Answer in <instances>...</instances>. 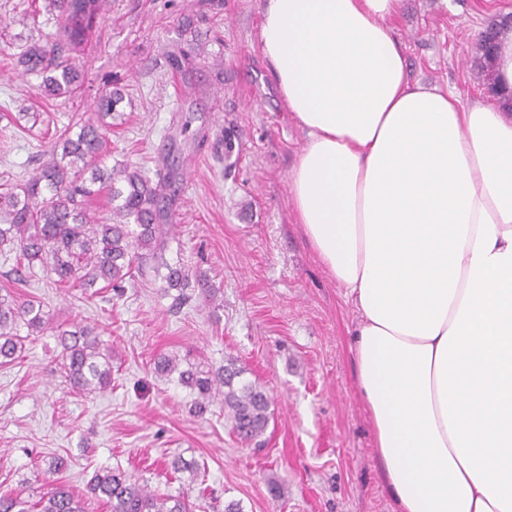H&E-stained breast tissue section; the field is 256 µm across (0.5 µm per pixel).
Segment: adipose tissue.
Instances as JSON below:
<instances>
[{"label": "adipose tissue", "instance_id": "adipose-tissue-1", "mask_svg": "<svg viewBox=\"0 0 512 512\" xmlns=\"http://www.w3.org/2000/svg\"><path fill=\"white\" fill-rule=\"evenodd\" d=\"M402 0H264L306 141L302 230L344 289L357 391L400 512H512V113L410 80Z\"/></svg>", "mask_w": 512, "mask_h": 512}]
</instances>
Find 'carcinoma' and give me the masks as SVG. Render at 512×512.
Wrapping results in <instances>:
<instances>
[{
    "label": "carcinoma",
    "instance_id": "obj_1",
    "mask_svg": "<svg viewBox=\"0 0 512 512\" xmlns=\"http://www.w3.org/2000/svg\"><path fill=\"white\" fill-rule=\"evenodd\" d=\"M59 0L62 16L59 45L39 41L28 44L17 57L27 72L42 77L43 92L50 97H68L81 86L82 77L63 51L77 54L86 50L106 0ZM121 99L117 90L103 95L98 104V120L86 122L72 137L68 130L50 134L60 158H52L24 185L10 181L0 184V255L14 256L16 268L34 273L39 268L50 283L74 288L85 295L99 284L121 288L131 276L133 264L151 258L167 270L165 292H177L175 300L187 299L186 290L197 288L204 300L213 304L220 289L204 275H189L179 261L164 258L167 249L169 214L166 206L170 180L153 184L140 171L127 166L104 169L96 166L105 143V131ZM109 190L110 218L101 220L88 208L97 193L95 185ZM50 328L43 305L35 300H19L6 292L0 295V365L17 364L33 337ZM55 332L60 346L59 370L69 385L85 394L102 391L112 382V347L103 343L97 328L79 323L59 324ZM160 375L178 373L184 386L197 391L195 413L204 414L215 401L224 405L232 430L244 443H252L266 430L270 399L255 381L243 378L245 369L232 359L224 366L204 369L188 364L178 369L175 359L163 355L154 362ZM175 473L188 474L190 483L200 476L194 461L176 457ZM88 493L101 501L107 512H192L189 496L158 494L139 479L120 470L101 468L88 484ZM0 512H87L85 500L64 484H55L36 495L0 491Z\"/></svg>",
    "mask_w": 512,
    "mask_h": 512
}]
</instances>
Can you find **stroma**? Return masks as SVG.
<instances>
[{
  "mask_svg": "<svg viewBox=\"0 0 512 512\" xmlns=\"http://www.w3.org/2000/svg\"><path fill=\"white\" fill-rule=\"evenodd\" d=\"M263 0H107L74 97L48 98L39 75L16 66L29 42L58 39L59 14H24L0 0V182H25L51 142L29 113L56 128L96 119L106 89L122 93L101 165L124 164L171 193L167 260L220 287V307L199 295L176 302L143 265L122 291L84 301L43 275L18 278L0 258V289L43 301L53 321L97 326L112 348V383L80 394L58 372L59 347L45 331L21 364L0 366V480L24 493L63 483L87 498L101 467L121 468L150 490L178 494L175 457L205 467L191 490L196 512H397L356 390L351 331L356 311L308 244L293 207L289 173L305 134L285 108L258 45ZM512 15V0H404L387 24L411 80L452 91L462 104L489 92L481 33ZM180 66H173V59ZM174 355L209 367L235 359L270 398L260 444L243 443L220 403L205 417L194 391L154 361ZM64 457L57 474L34 475L37 458Z\"/></svg>",
  "mask_w": 512,
  "mask_h": 512,
  "instance_id": "1",
  "label": "stroma"
}]
</instances>
